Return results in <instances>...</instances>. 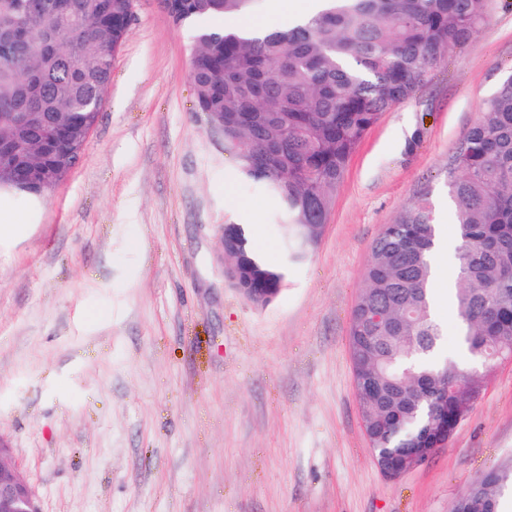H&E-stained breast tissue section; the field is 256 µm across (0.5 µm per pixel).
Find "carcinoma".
I'll return each mask as SVG.
<instances>
[{
	"label": "carcinoma",
	"instance_id": "1",
	"mask_svg": "<svg viewBox=\"0 0 512 512\" xmlns=\"http://www.w3.org/2000/svg\"><path fill=\"white\" fill-rule=\"evenodd\" d=\"M24 2L0 0V40L19 48L13 62L0 61V114L54 112L67 123L88 111V86L111 78V54L127 35V0H56L34 15ZM255 3L177 0L172 23L226 20L195 35L190 77L198 110L224 118V148L243 176L278 202L285 264L254 252L247 225L224 231L226 261L251 287L271 288L286 282L287 265L318 247L367 131L472 40L488 0H323L316 16L282 29L227 23ZM30 136L0 119L1 142ZM445 186L457 230L451 304L465 324L468 355L483 369L435 357L442 330L431 312L436 225L426 193L375 240L352 312L353 371L377 388L360 406L376 453H407L430 443L437 422L462 421L493 357L512 351V74L457 143ZM2 190L32 197L4 163ZM379 309L388 324L373 321ZM508 487L512 475L488 471L454 512H500Z\"/></svg>",
	"mask_w": 512,
	"mask_h": 512
}]
</instances>
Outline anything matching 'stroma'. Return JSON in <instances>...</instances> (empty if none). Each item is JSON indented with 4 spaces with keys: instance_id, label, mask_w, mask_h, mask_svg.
Listing matches in <instances>:
<instances>
[{
    "instance_id": "35a3bbf8",
    "label": "stroma",
    "mask_w": 512,
    "mask_h": 512,
    "mask_svg": "<svg viewBox=\"0 0 512 512\" xmlns=\"http://www.w3.org/2000/svg\"><path fill=\"white\" fill-rule=\"evenodd\" d=\"M194 28L137 0L84 155L38 199L0 192V438L41 512H452L512 465V362L448 446L378 469L348 336L374 240L430 193L453 226L448 163L512 74V0L383 113L351 156L322 241L267 307L225 278V219L285 261L275 200L196 106Z\"/></svg>"
}]
</instances>
